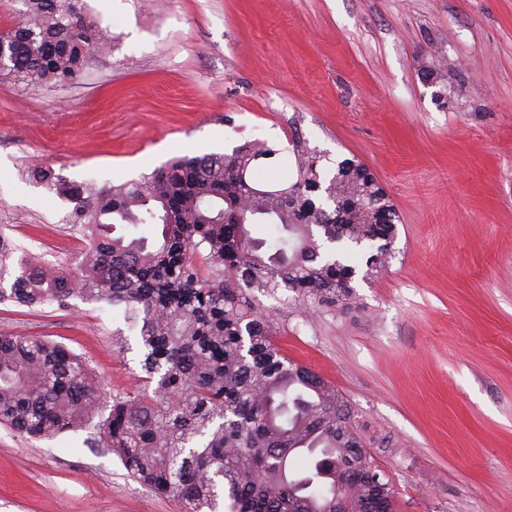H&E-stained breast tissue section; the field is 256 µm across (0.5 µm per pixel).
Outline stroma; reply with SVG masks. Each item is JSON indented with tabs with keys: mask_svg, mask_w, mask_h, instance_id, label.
Segmentation results:
<instances>
[{
	"mask_svg": "<svg viewBox=\"0 0 512 512\" xmlns=\"http://www.w3.org/2000/svg\"><path fill=\"white\" fill-rule=\"evenodd\" d=\"M112 47L73 84L0 76V232L74 267L72 206L43 166L97 186L257 137L295 173L357 158L399 216L389 268L360 307L312 312L255 295L292 360L354 414L396 512H512V0H83ZM120 308L0 303V334L84 358L104 398L131 393ZM90 429L31 440L0 426V512H180L90 448Z\"/></svg>",
	"mask_w": 512,
	"mask_h": 512,
	"instance_id": "1",
	"label": "stroma"
}]
</instances>
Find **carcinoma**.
Segmentation results:
<instances>
[{
    "label": "carcinoma",
    "mask_w": 512,
    "mask_h": 512,
    "mask_svg": "<svg viewBox=\"0 0 512 512\" xmlns=\"http://www.w3.org/2000/svg\"><path fill=\"white\" fill-rule=\"evenodd\" d=\"M0 34V75L27 85L81 76L111 35L80 0H22ZM296 174L277 189L254 180L276 155L254 140L230 154L183 157L137 180L97 187L50 169L30 177L74 204L69 223L86 238L71 270L34 264L0 235V302L67 306L107 301L138 328L142 387L114 395L86 444L118 456L128 474L182 512H395L365 440L336 393L278 344L258 292L313 311L356 307V281L394 257L398 214L356 158L324 172L320 152L293 145ZM263 215L269 237L247 224ZM147 226L148 238L115 234ZM99 382L66 346L0 334V425L32 438L86 428Z\"/></svg>",
    "instance_id": "1"
}]
</instances>
